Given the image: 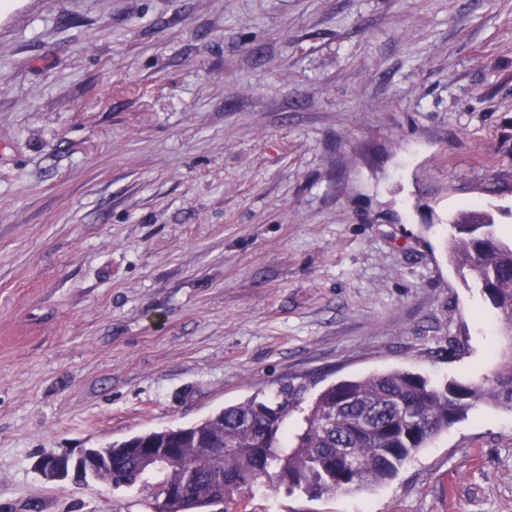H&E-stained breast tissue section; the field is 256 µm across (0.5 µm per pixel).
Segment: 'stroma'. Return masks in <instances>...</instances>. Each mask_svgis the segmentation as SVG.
Listing matches in <instances>:
<instances>
[{
  "instance_id": "obj_1",
  "label": "stroma",
  "mask_w": 512,
  "mask_h": 512,
  "mask_svg": "<svg viewBox=\"0 0 512 512\" xmlns=\"http://www.w3.org/2000/svg\"><path fill=\"white\" fill-rule=\"evenodd\" d=\"M512 241V0H11L0 10V512H155L49 453L288 381L490 374L447 255ZM224 512H512V412L396 477ZM94 448H88L83 450L77 457H72V453H54L49 460L43 457L38 463V468L43 478L48 482L62 481L66 478L69 473H73L74 476L84 482L88 479L95 480L97 478L96 472L91 469L84 471L81 467V460L87 457Z\"/></svg>"
}]
</instances>
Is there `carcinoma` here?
<instances>
[{
	"instance_id": "cac0c4a2",
	"label": "carcinoma",
	"mask_w": 512,
	"mask_h": 512,
	"mask_svg": "<svg viewBox=\"0 0 512 512\" xmlns=\"http://www.w3.org/2000/svg\"><path fill=\"white\" fill-rule=\"evenodd\" d=\"M484 218L469 211L451 222L448 260L481 289L512 333V243L481 234ZM307 391L304 384H284L271 397L256 393L176 430L109 442L112 470L99 471L100 485L137 486L156 500L179 488L190 510L259 484L311 498L367 490L392 479L476 406L512 411V348L492 377L477 382L440 386L393 369L329 384L309 400L303 426L290 436L285 423ZM204 442L226 447L224 455L206 452ZM163 447L175 455L151 470L140 467L138 449Z\"/></svg>"
}]
</instances>
